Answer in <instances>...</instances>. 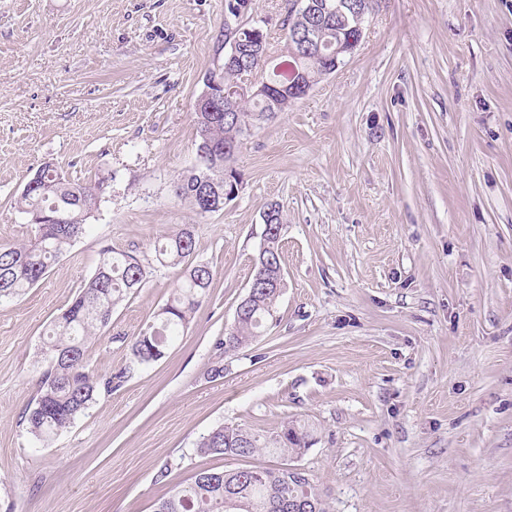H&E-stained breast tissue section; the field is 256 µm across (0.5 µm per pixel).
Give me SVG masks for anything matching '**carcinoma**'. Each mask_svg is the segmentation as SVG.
Segmentation results:
<instances>
[{
  "label": "carcinoma",
  "mask_w": 512,
  "mask_h": 512,
  "mask_svg": "<svg viewBox=\"0 0 512 512\" xmlns=\"http://www.w3.org/2000/svg\"><path fill=\"white\" fill-rule=\"evenodd\" d=\"M359 8L367 0H306L312 14L307 15L288 0L286 36L297 29L314 25L322 39L336 49L349 40H359L354 29L364 19L345 17L344 2ZM327 66L304 54L290 55L285 67L265 74L263 63L256 61L252 76L278 86L300 80L317 84L326 75ZM243 75L240 63L224 61L217 80L229 91ZM222 111L195 113L199 164L177 181V196L199 209L198 177L210 179L224 189V175L235 174L233 163L242 147V136L251 122L278 112L276 105L262 98L242 99L229 94L221 101ZM47 192L21 193L17 210L31 216L51 213L57 207L66 222L35 225L34 239L20 245L0 246V301L16 299L37 285L51 266L89 227L87 220L98 209L101 185L75 183L54 168L44 171ZM282 235L266 232L262 245L272 262L260 287L252 289L250 299L235 309L234 320L225 336L215 344L221 355L237 352L261 335L285 285L274 284L281 266ZM196 240L189 224L169 233L154 248L153 264H144L136 255L104 247L92 276L71 305L54 320L45 352L46 367L36 397L23 422L27 432L39 442H47L69 428L84 414L97 397L122 386L134 370L162 359L166 350L184 336L196 312L210 296L213 272L195 261ZM176 267L182 275L169 299L152 320L129 341V364L100 377L89 368L93 340L105 332L112 321V307L143 287L151 267ZM310 425L291 420L268 435L240 426L218 424L199 440L196 452L201 456L229 459L249 458L262 452L281 459L274 468L237 467L227 470L202 469L171 494L160 498L155 512H329L323 490L305 473L296 477L283 469L300 459L311 446Z\"/></svg>",
  "instance_id": "carcinoma-1"
}]
</instances>
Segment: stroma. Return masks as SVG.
<instances>
[{"label":"stroma","instance_id":"1","mask_svg":"<svg viewBox=\"0 0 512 512\" xmlns=\"http://www.w3.org/2000/svg\"><path fill=\"white\" fill-rule=\"evenodd\" d=\"M226 4L0 0V244L33 237L14 203L44 163L107 184L89 231L0 302V512H154L167 486L232 468L195 452L214 425L295 418L329 512H512V0H377L334 73L249 127L238 196L201 216L174 184L206 76L244 24L268 66L287 56V0ZM272 203L286 288L263 336L218 357ZM184 224L214 271L187 334L35 441L47 334L99 251L146 260ZM178 278L160 269L113 307L96 373L127 365Z\"/></svg>","mask_w":512,"mask_h":512}]
</instances>
